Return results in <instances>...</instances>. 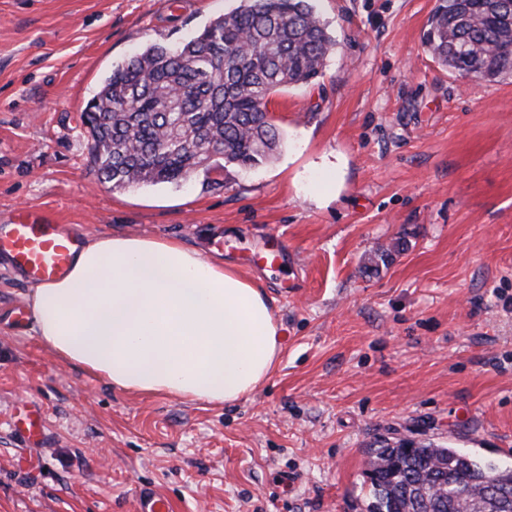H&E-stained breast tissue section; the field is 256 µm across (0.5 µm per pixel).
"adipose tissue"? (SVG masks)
Returning a JSON list of instances; mask_svg holds the SVG:
<instances>
[{
	"label": "adipose tissue",
	"mask_w": 512,
	"mask_h": 512,
	"mask_svg": "<svg viewBox=\"0 0 512 512\" xmlns=\"http://www.w3.org/2000/svg\"><path fill=\"white\" fill-rule=\"evenodd\" d=\"M27 302L60 360L140 394L231 404L281 351L258 283L161 236L86 238L68 276L35 285Z\"/></svg>",
	"instance_id": "obj_1"
}]
</instances>
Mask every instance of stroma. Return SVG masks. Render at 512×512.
<instances>
[{"instance_id":"stroma-1","label":"stroma","mask_w":512,"mask_h":512,"mask_svg":"<svg viewBox=\"0 0 512 512\" xmlns=\"http://www.w3.org/2000/svg\"><path fill=\"white\" fill-rule=\"evenodd\" d=\"M436 3L316 0L338 45L272 95L271 160L114 191L89 100L240 0H0V212L177 239L255 280L282 338L246 400L132 393L16 326L31 285L1 263L0 512H138L143 487L174 512H366L379 438L512 464V82L433 61ZM272 231L279 266L254 260Z\"/></svg>"}]
</instances>
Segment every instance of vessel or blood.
Listing matches in <instances>:
<instances>
[{"instance_id":"b4317fda","label":"vessel or blood","mask_w":512,"mask_h":512,"mask_svg":"<svg viewBox=\"0 0 512 512\" xmlns=\"http://www.w3.org/2000/svg\"><path fill=\"white\" fill-rule=\"evenodd\" d=\"M79 245L75 233L46 214L27 208L0 214V262L26 279L51 282L64 278Z\"/></svg>"}]
</instances>
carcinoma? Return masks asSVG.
Instances as JSON below:
<instances>
[{
    "instance_id": "cac0c4a2",
    "label": "carcinoma",
    "mask_w": 512,
    "mask_h": 512,
    "mask_svg": "<svg viewBox=\"0 0 512 512\" xmlns=\"http://www.w3.org/2000/svg\"><path fill=\"white\" fill-rule=\"evenodd\" d=\"M424 45L461 77L512 79V0H438ZM336 46L313 0H243L178 47H146L112 68L84 112L98 180L178 184L268 161L282 144L269 97L322 77ZM365 475L367 512H512L486 494L490 482L512 492V466L452 445L380 441Z\"/></svg>"
}]
</instances>
